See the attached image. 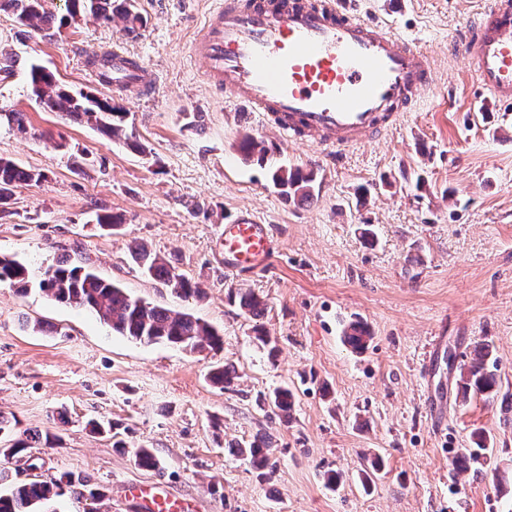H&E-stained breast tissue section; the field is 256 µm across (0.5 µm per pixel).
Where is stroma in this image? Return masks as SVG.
<instances>
[{"label": "stroma", "instance_id": "1", "mask_svg": "<svg viewBox=\"0 0 512 512\" xmlns=\"http://www.w3.org/2000/svg\"><path fill=\"white\" fill-rule=\"evenodd\" d=\"M220 0H135L138 34L120 19L83 17L54 38L0 12V58L35 59L69 88L126 108L145 153L96 128L44 111L24 72L0 81V111L25 115V131L0 118V158L46 174L0 204V255L33 278L61 256L86 262L145 302L193 315L224 336V349L189 352L112 332L94 313L38 288L0 284V414L7 440L54 435L31 449L43 479H88L100 512H146L134 483H159L195 512H502L512 500V107L484 98L451 37L488 0H350L414 39L436 86L396 128L327 158L286 143L260 113L227 101L205 80L191 43ZM117 50L148 66L151 94L103 85L89 58ZM276 164L314 171L312 201L283 196L269 166L244 161V136ZM253 213L273 228L269 271L224 273L219 226ZM121 216L119 230L97 215ZM373 239H366L364 229ZM138 240L199 283L180 297L128 260ZM251 291L261 316L239 307ZM362 320L364 350L342 341ZM276 358L256 343L255 327ZM489 345L497 397L461 398L460 368ZM234 365L229 388L208 379ZM293 391L290 417L262 395ZM445 415L435 431L430 404ZM97 420L106 429L92 431ZM484 435L490 461L457 469L460 449ZM265 437L272 472L260 475L234 445ZM151 449L164 470L141 468ZM382 469L363 484L372 459ZM344 474L329 488V471Z\"/></svg>", "mask_w": 512, "mask_h": 512}]
</instances>
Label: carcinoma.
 <instances>
[{"instance_id": "1", "label": "carcinoma", "mask_w": 512, "mask_h": 512, "mask_svg": "<svg viewBox=\"0 0 512 512\" xmlns=\"http://www.w3.org/2000/svg\"><path fill=\"white\" fill-rule=\"evenodd\" d=\"M68 14L58 15L48 11L44 0H0V11L13 14L17 22L42 35L53 38L59 31L80 17L90 15L96 19L110 21L117 16L122 19L124 29L129 35L137 34L143 26V17L135 10L131 0H69ZM94 68L100 81L111 83L112 54L103 53L87 61ZM25 75L33 95L39 104L49 112H59L70 120L87 123L103 135L123 142L129 149L144 153V145L129 132L126 126L127 112L124 106L107 97H98L92 93L80 92L76 95L61 88L55 76L42 65L31 61L25 67ZM240 152L244 160L253 158L264 163L268 161L270 149L254 138L247 136L240 143ZM46 175L39 170L20 167L15 162L0 158V202L11 196L12 190L19 184L40 183ZM272 181L287 197L302 200L313 199L312 184L314 177L303 174L300 169L276 167L272 172ZM129 260L145 275L161 283L177 295H198L201 288L180 273L167 259L152 253L141 243L129 247ZM0 283H5L19 292H26L31 285V275L23 263L8 257H0ZM40 291L57 301L84 308L96 314L101 321L112 327L122 336L134 340L157 344L165 343L191 352L224 348V338L211 326L186 313L152 306L132 297L117 284L101 278L86 263L74 265L69 258L61 257L44 273V282L37 283ZM239 305L246 313L259 316L264 311V301L254 293L239 294ZM344 342L353 350L365 348L370 339L368 327L361 321H352L342 332ZM491 353L483 346L475 351L469 366L461 370V388L463 392L475 390L482 394H491L497 385L496 374L487 367ZM236 370L232 365L213 369L210 381L222 388L230 386ZM271 404L276 413L288 415L294 405L293 394L287 389L274 391ZM50 442V436L35 432L26 440L11 445V458L20 461L27 449ZM269 445L262 437H256L246 447L237 446L232 451L249 458L257 469L270 465ZM492 453L484 438H479L476 447L467 448L457 456L464 466L476 462ZM136 463L146 469L160 471V459L148 448L135 451ZM81 486L88 489V495L100 499L103 493L89 487V481L70 473H63L50 481L29 479L13 481L7 491H0V512H46L45 506L55 498L64 495V488Z\"/></svg>"}]
</instances>
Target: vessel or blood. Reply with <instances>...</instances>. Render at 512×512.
Listing matches in <instances>:
<instances>
[{"mask_svg": "<svg viewBox=\"0 0 512 512\" xmlns=\"http://www.w3.org/2000/svg\"><path fill=\"white\" fill-rule=\"evenodd\" d=\"M455 52L481 89L512 105V0H489L456 33ZM206 77L230 100L261 113L293 143L332 155L393 129L434 88L431 61L388 25L354 14L346 0H224L192 42ZM113 89L149 94L150 69L113 53ZM224 272L267 271L277 248L270 225L249 213L220 230ZM132 495L150 512H185L156 487Z\"/></svg>", "mask_w": 512, "mask_h": 512, "instance_id": "vessel-or-blood-1", "label": "vessel or blood"}]
</instances>
